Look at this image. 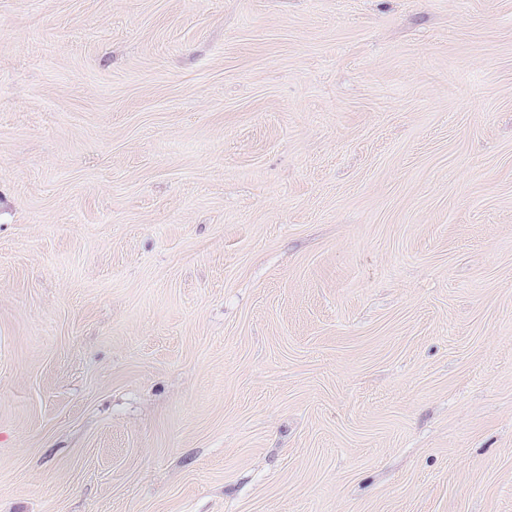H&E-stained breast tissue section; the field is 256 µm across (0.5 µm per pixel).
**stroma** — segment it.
I'll return each mask as SVG.
<instances>
[{"mask_svg": "<svg viewBox=\"0 0 512 512\" xmlns=\"http://www.w3.org/2000/svg\"><path fill=\"white\" fill-rule=\"evenodd\" d=\"M0 512H512V0H0Z\"/></svg>", "mask_w": 512, "mask_h": 512, "instance_id": "obj_1", "label": "stroma"}]
</instances>
